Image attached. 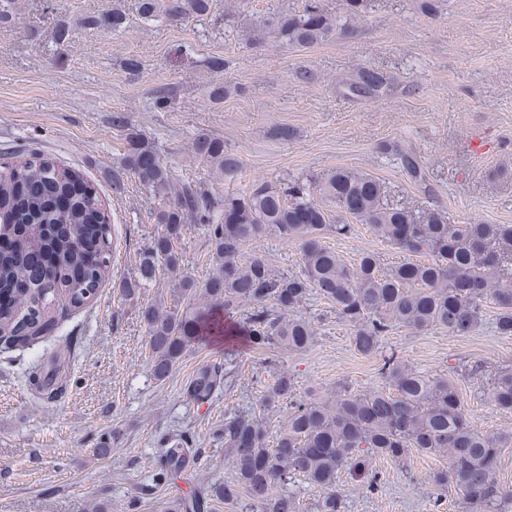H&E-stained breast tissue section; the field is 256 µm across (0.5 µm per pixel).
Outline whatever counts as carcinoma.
<instances>
[{"label": "carcinoma", "mask_w": 512, "mask_h": 512, "mask_svg": "<svg viewBox=\"0 0 512 512\" xmlns=\"http://www.w3.org/2000/svg\"><path fill=\"white\" fill-rule=\"evenodd\" d=\"M208 8L209 0H141L139 12L146 20L161 14L175 19ZM347 26L348 21L326 11L319 0H308L302 13L278 17L269 34L290 47H310ZM383 83L382 73L362 68L348 90L367 96ZM112 126L126 130L130 143L122 170L160 198L156 223L161 233L151 237L134 274L120 282L128 299L137 298L155 279L161 264L180 276V295L193 294L198 284L182 274L180 247L184 228L193 223L205 225L218 266L203 288L228 315L246 308L242 328L255 349L305 351L313 343L314 329L291 311L313 292L350 327L355 350L365 356L378 352L384 337L400 327L466 335L482 323L489 304L498 310L495 331L512 336V224H451L437 206L393 207L384 202L380 181L343 168L304 182L261 183L216 197L190 183L173 185L157 147L130 129L125 115H113ZM195 148L226 175L238 168V160L219 138L203 137ZM400 161L412 182L428 192L419 157L403 151ZM37 182L45 185L40 195L29 191ZM332 208L369 225L376 237L407 258L383 268L377 254L364 251L356 263L347 264L325 243L329 233H350V225L331 223ZM26 224L39 226L51 270L38 271L30 264ZM269 232L298 242L299 272L275 271L256 250L245 262L237 260L244 245ZM0 235L12 242L0 252V298L25 299L21 309L0 304V332L22 333L27 323L42 321L59 299L71 308L83 306L109 273L110 218L98 185L40 153L0 169ZM417 254L428 259H409ZM139 313L148 327L151 370L158 380L167 377L196 339L226 332L221 318L192 309L179 313L148 305ZM229 374L220 362L202 368L189 381L187 398L200 405L209 402L228 385ZM379 374L384 388L358 393L346 387L334 399L297 398L291 378L277 375L259 407L268 412L288 400L285 426L270 448L256 410L225 417L224 450L234 480L224 483V490H214L215 495L228 501L244 492L264 512H299L295 493L274 492L297 480L319 490V512H343L341 473L357 476L373 493L378 482L369 472L370 459L401 460L414 449L448 457V468L432 473L434 484H452L484 512H512V489L502 485L498 466L501 450L512 447V431L488 434L474 427L450 376L425 375L395 354L383 359ZM487 395L495 408L512 413V367L496 369ZM184 464L183 442L175 439L165 452V472L177 474ZM180 508L212 512V499L197 495Z\"/></svg>", "instance_id": "obj_1"}]
</instances>
